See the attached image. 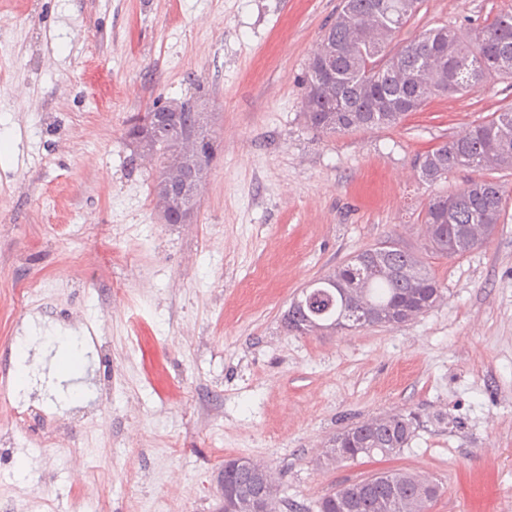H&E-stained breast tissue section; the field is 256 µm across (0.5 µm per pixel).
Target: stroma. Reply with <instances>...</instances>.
<instances>
[{
  "label": "stroma",
  "mask_w": 512,
  "mask_h": 512,
  "mask_svg": "<svg viewBox=\"0 0 512 512\" xmlns=\"http://www.w3.org/2000/svg\"><path fill=\"white\" fill-rule=\"evenodd\" d=\"M339 0H0V512H217L228 458L269 466L311 512L340 483L420 473L431 512H512V200L462 257L424 249V210L463 186L413 160L512 85L438 97L396 127L316 135L302 80ZM512 0H423L401 33L467 26ZM189 100L215 153L188 223H160L131 116ZM442 296L402 325L293 336L310 282L388 236ZM83 344L82 399L28 323ZM33 408L20 422L16 407ZM412 409L392 458L320 465L342 427ZM442 422H434V415ZM26 462L27 473L17 469Z\"/></svg>",
  "instance_id": "1"
}]
</instances>
